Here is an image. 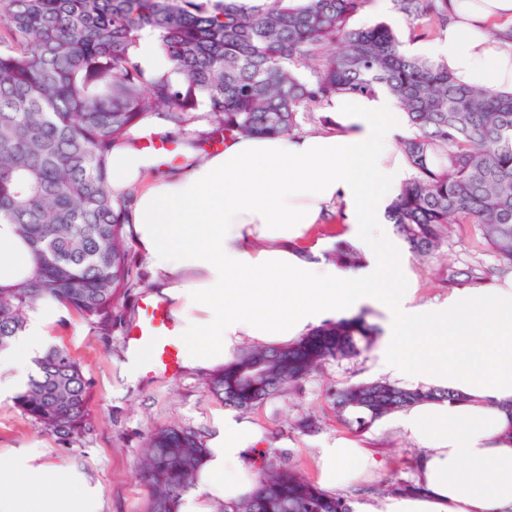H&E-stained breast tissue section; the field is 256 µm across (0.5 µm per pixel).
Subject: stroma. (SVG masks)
I'll return each instance as SVG.
<instances>
[{
  "instance_id": "stroma-1",
  "label": "stroma",
  "mask_w": 512,
  "mask_h": 512,
  "mask_svg": "<svg viewBox=\"0 0 512 512\" xmlns=\"http://www.w3.org/2000/svg\"><path fill=\"white\" fill-rule=\"evenodd\" d=\"M417 299L443 301L449 294V270L473 267L490 270L497 262L475 224H452L431 256L407 255ZM129 277L124 304L111 334H102L74 310H66L48 345L67 348L83 367L89 384V407L94 426L76 439H63L43 430L24 415L11 394L0 396V459H25L30 466L68 474L91 494V512H147L149 490L138 470L151 431L176 426L209 442L224 419L223 403L207 391L208 372L184 369L172 378L151 383L130 382L123 373L127 330L142 317L139 301L152 294L148 262L137 248L129 250ZM376 348L349 359H331L302 380L288 384L261 405L247 411L246 419L268 431L276 458L308 480H316L319 448L336 436L360 440L386 461L385 469L363 477L345 493L348 500L377 502L398 482L414 481L421 453L417 444L383 416L371 426L338 416L333 405L336 388L385 380ZM317 422L314 432L301 431L305 418Z\"/></svg>"
}]
</instances>
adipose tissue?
Here are the masks:
<instances>
[{"label":"adipose tissue","instance_id":"1","mask_svg":"<svg viewBox=\"0 0 512 512\" xmlns=\"http://www.w3.org/2000/svg\"><path fill=\"white\" fill-rule=\"evenodd\" d=\"M412 54L446 62L461 83L512 91V0H448V25L430 41L405 42ZM322 130L299 136H238L220 148L185 147L186 161L155 172L135 145L115 147L113 196H132L128 222L167 299L184 346V364L209 370L246 341L274 345L370 306L386 316L378 355L408 388L448 389L400 410L396 425L416 441V491L356 512H512V274L420 304L405 248L387 219L407 161L398 148L407 119L384 90L342 94L324 108ZM342 206L339 240L360 255L355 267L316 259L307 244L331 206ZM31 255L0 224V285L27 274ZM39 302L27 327L0 353V389L26 378L62 317ZM264 431L235 412L210 441L204 490L234 505L257 471L246 463ZM383 463L340 436L317 458L320 486L344 490ZM50 496L17 494L0 463V512H86L87 493L67 476L37 471Z\"/></svg>","mask_w":512,"mask_h":512}]
</instances>
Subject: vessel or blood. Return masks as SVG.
Listing matches in <instances>:
<instances>
[{
    "label": "vessel or blood",
    "mask_w": 512,
    "mask_h": 512,
    "mask_svg": "<svg viewBox=\"0 0 512 512\" xmlns=\"http://www.w3.org/2000/svg\"><path fill=\"white\" fill-rule=\"evenodd\" d=\"M143 316L124 338L128 359L140 362L143 376H178L184 353L176 344V325L168 304L158 298L142 297Z\"/></svg>",
    "instance_id": "b4317fda"
}]
</instances>
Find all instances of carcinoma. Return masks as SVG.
<instances>
[{
	"instance_id": "carcinoma-1",
	"label": "carcinoma",
	"mask_w": 512,
	"mask_h": 512,
	"mask_svg": "<svg viewBox=\"0 0 512 512\" xmlns=\"http://www.w3.org/2000/svg\"><path fill=\"white\" fill-rule=\"evenodd\" d=\"M418 22L443 26L448 0H393ZM364 0H0V223L27 245L28 277L0 286V352L44 299L73 309L105 334L128 277L126 202L112 197V148L156 115L187 141L214 133L285 134L340 93L383 87L412 134L400 142L411 170L390 207L409 249L428 255L450 224H477L502 271L512 270V92L459 83L448 66L402 49L386 23L352 28ZM151 29L171 71L148 75L136 61ZM314 64L308 78L298 70ZM365 315L324 324L283 346L249 350L215 371L209 392L246 411L329 359L368 349ZM16 396L44 430L72 439L92 428L89 385L63 348L34 360ZM262 364L258 385L246 381ZM449 391L387 382L336 390L338 413L358 426ZM208 450L193 433L160 427L149 436L142 478L148 512H179ZM232 512H351L285 464L265 459L254 491Z\"/></svg>"
}]
</instances>
